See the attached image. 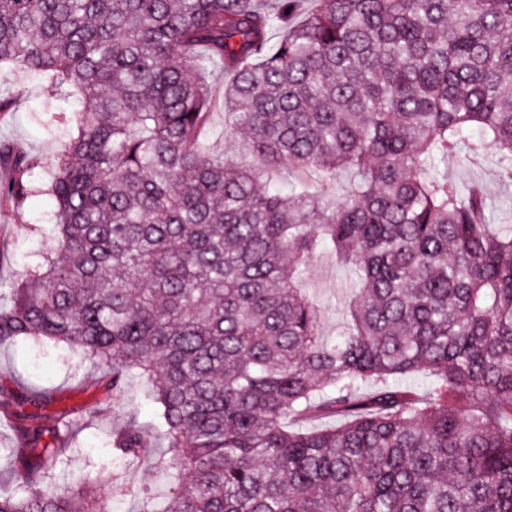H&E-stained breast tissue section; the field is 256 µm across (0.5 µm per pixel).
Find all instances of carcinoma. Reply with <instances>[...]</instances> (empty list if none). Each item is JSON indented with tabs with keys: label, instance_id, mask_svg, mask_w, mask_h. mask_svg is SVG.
Listing matches in <instances>:
<instances>
[{
	"label": "carcinoma",
	"instance_id": "carcinoma-1",
	"mask_svg": "<svg viewBox=\"0 0 512 512\" xmlns=\"http://www.w3.org/2000/svg\"><path fill=\"white\" fill-rule=\"evenodd\" d=\"M0 0V69L81 95L44 189L51 245L0 290V344L63 343L104 395L13 410L23 475L0 512H108L83 474L54 489L74 417L147 377L176 464L167 512H512V234L440 175L465 146L512 180V0ZM224 72L234 132L288 181L349 174L345 198L283 195L211 154ZM0 208L34 193V158ZM354 277L336 341L301 288L322 248ZM432 380L418 401L401 377ZM373 386L369 393L363 392ZM301 413L344 417L292 431ZM133 463L134 424L112 437Z\"/></svg>",
	"mask_w": 512,
	"mask_h": 512
}]
</instances>
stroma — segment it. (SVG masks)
Returning a JSON list of instances; mask_svg holds the SVG:
<instances>
[{
    "instance_id": "obj_1",
    "label": "stroma",
    "mask_w": 512,
    "mask_h": 512,
    "mask_svg": "<svg viewBox=\"0 0 512 512\" xmlns=\"http://www.w3.org/2000/svg\"><path fill=\"white\" fill-rule=\"evenodd\" d=\"M18 88L23 89V97L12 111L0 117V144H9L36 159L31 182L37 187L48 179L56 156L76 137L75 113L82 103L65 97L35 75L19 78L0 74V92L8 94ZM210 125L213 135L224 144L226 158L256 171L262 182L273 179V172L253 152L248 140L226 130L222 99L214 101ZM446 171L449 181L462 188L479 187L496 223L512 230V182L502 180L493 154H486L474 164L449 159ZM53 210L52 199L39 193L30 197L21 210L0 211V281L19 279L24 268L37 261L44 244L40 229L50 223ZM304 289L321 308L324 339H334L352 294L348 272L337 264L333 254L321 252L308 268ZM98 381V369L71 354L64 345L31 339L0 345V390L11 393L20 410L30 411L28 398L36 387L53 391L44 414L79 408L100 397ZM158 410L145 379L130 375L124 397L112 401L108 413L86 424L77 423L71 448L58 468L60 482H67L69 473L85 472L90 490L105 499L112 512H136L146 498L166 506L174 489L173 469L166 463L168 454L160 441H152L147 450L152 466L130 467L119 459L105 469L99 465L102 457L111 456V435L132 421L144 432H153Z\"/></svg>"
}]
</instances>
